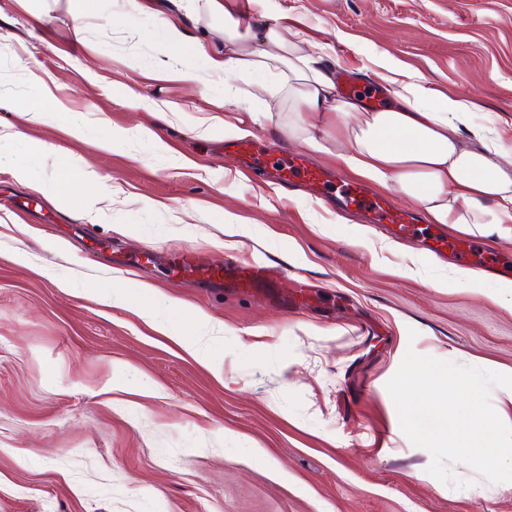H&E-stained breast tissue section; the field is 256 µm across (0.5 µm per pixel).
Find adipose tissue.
<instances>
[{
	"label": "adipose tissue",
	"instance_id": "adipose-tissue-1",
	"mask_svg": "<svg viewBox=\"0 0 512 512\" xmlns=\"http://www.w3.org/2000/svg\"><path fill=\"white\" fill-rule=\"evenodd\" d=\"M258 39L224 27V51L208 55L195 46L214 76L247 77L245 95L286 93L295 116L290 138L315 152L335 155L358 175L419 204L428 223L501 235L512 223V152L487 139L469 122L474 101L434 96L425 77L388 78L393 101L369 110L337 98L335 62L324 51L306 50L277 19L260 27ZM336 120L333 143L321 141L305 115Z\"/></svg>",
	"mask_w": 512,
	"mask_h": 512
}]
</instances>
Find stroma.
<instances>
[{"mask_svg":"<svg viewBox=\"0 0 512 512\" xmlns=\"http://www.w3.org/2000/svg\"><path fill=\"white\" fill-rule=\"evenodd\" d=\"M221 2L0 0V512H512V482L464 464L462 488L430 474L386 388L410 348L512 375V237L471 233L467 254L376 183L412 233L348 215L335 188L277 187L226 155L239 119L266 152L356 174L289 138L287 99L159 66L201 63L164 43L160 18L220 49L225 18L248 15L250 37L265 13L328 48L362 106H389V61L475 100L472 122L512 148V0ZM46 87L62 109L30 122ZM116 129L127 139L101 152ZM80 160L105 182L92 220L38 189ZM183 252L288 279L255 298L214 288L176 272ZM112 285L129 302L96 300ZM198 333L197 355L181 341Z\"/></svg>","mask_w":512,"mask_h":512,"instance_id":"1","label":"stroma"}]
</instances>
